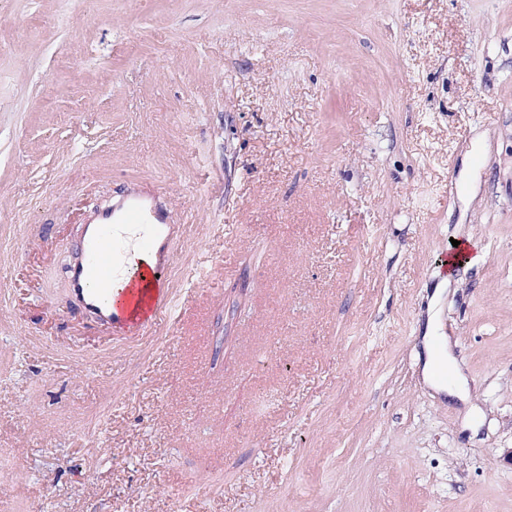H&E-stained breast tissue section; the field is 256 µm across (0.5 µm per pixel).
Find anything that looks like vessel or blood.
Here are the masks:
<instances>
[{
    "label": "vessel or blood",
    "mask_w": 512,
    "mask_h": 512,
    "mask_svg": "<svg viewBox=\"0 0 512 512\" xmlns=\"http://www.w3.org/2000/svg\"><path fill=\"white\" fill-rule=\"evenodd\" d=\"M174 234L168 212L151 190L104 203L83 224L79 251L67 269L71 302L99 325L146 335L173 305L172 292L159 277L168 269ZM131 249L147 258L142 282L118 295L114 284L124 275L121 259Z\"/></svg>",
    "instance_id": "obj_1"
}]
</instances>
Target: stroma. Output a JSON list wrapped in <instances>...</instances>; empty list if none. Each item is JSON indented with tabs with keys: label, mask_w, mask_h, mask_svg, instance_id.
<instances>
[{
	"label": "stroma",
	"mask_w": 512,
	"mask_h": 512,
	"mask_svg": "<svg viewBox=\"0 0 512 512\" xmlns=\"http://www.w3.org/2000/svg\"><path fill=\"white\" fill-rule=\"evenodd\" d=\"M142 187L224 275L105 336ZM0 320V512H512V0H0ZM180 226L170 224L168 212L149 189L101 205L82 225L79 251L67 268L70 301L99 325L146 336L173 305L171 290L159 283L163 284L175 229ZM122 256L128 277L115 287L112 299L114 283L124 276ZM136 273L137 286L127 288ZM151 283L152 287H144ZM119 297V303H113Z\"/></svg>",
	"instance_id": "stroma-1"
}]
</instances>
